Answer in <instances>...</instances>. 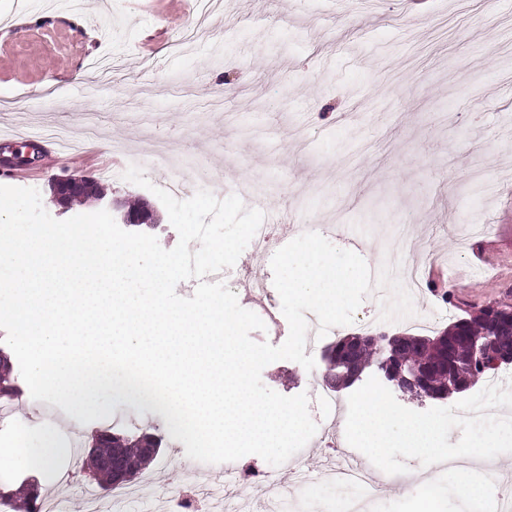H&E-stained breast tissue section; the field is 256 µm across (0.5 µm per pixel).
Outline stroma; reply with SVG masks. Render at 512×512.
Segmentation results:
<instances>
[{
	"label": "stroma",
	"mask_w": 512,
	"mask_h": 512,
	"mask_svg": "<svg viewBox=\"0 0 512 512\" xmlns=\"http://www.w3.org/2000/svg\"><path fill=\"white\" fill-rule=\"evenodd\" d=\"M195 22L190 0H0V138L24 150L59 128L73 137L55 165L38 157L23 178L0 168V185L42 192L51 178L87 175L113 195L151 199L123 180L132 162L152 184L181 180L191 195L212 181L223 199L246 181L294 235L314 225L370 266L418 267L416 314L452 312L429 329L388 323L371 294L352 324L329 330L333 341L433 337L486 304L512 305V0H221L208 34L184 40ZM475 167L493 193L466 187ZM406 224L408 251H389ZM270 261L242 253L224 281L243 308L275 310L251 337L278 346L289 324ZM247 267L266 288L237 285ZM309 378L290 360L261 373L284 396L309 391ZM13 412L36 428L28 448L45 430L57 451L47 465H0L8 489L33 478L65 497L66 512H84L98 486L72 469L73 437L111 428L163 437L129 512L202 491L195 461L151 407L122 400L76 430L27 392Z\"/></svg>",
	"instance_id": "stroma-1"
}]
</instances>
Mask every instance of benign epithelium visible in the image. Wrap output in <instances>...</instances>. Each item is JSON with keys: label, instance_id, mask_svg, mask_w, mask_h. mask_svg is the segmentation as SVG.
<instances>
[{"label": "benign epithelium", "instance_id": "1", "mask_svg": "<svg viewBox=\"0 0 512 512\" xmlns=\"http://www.w3.org/2000/svg\"><path fill=\"white\" fill-rule=\"evenodd\" d=\"M88 189V180L64 177L55 178L50 183V202L64 209L72 200L81 197ZM107 205L115 214L116 218L122 224L128 226H145L152 224L155 210L151 204H146L145 208L134 214L126 212L123 206V198L112 197L107 200ZM462 334V326H451L440 335L429 338L422 337V343L431 350L438 353L436 357H427L415 364L400 363V367L394 369L390 367V360L385 358L378 365V370L382 371L384 378L391 382L398 390L404 393H416L420 388L426 386L432 373L440 368L448 367V341L459 337ZM397 336H372V337H348L336 350L325 349L322 360L325 367H336V376L329 379V384L336 386L340 390L350 386L360 380L367 367L358 358V355L365 343L370 342L379 349L384 350L391 346ZM481 354L487 358L490 364L498 368L501 365L512 364V348H503L493 341H488L481 345ZM473 385V381L462 371H457L450 376L448 391H442L432 394V397L442 399L451 393H462ZM134 476L132 470L124 458L116 453L113 456L103 460L100 464V470L92 474V479L98 483L103 479H110L111 483L117 484L130 480Z\"/></svg>", "mask_w": 512, "mask_h": 512}]
</instances>
